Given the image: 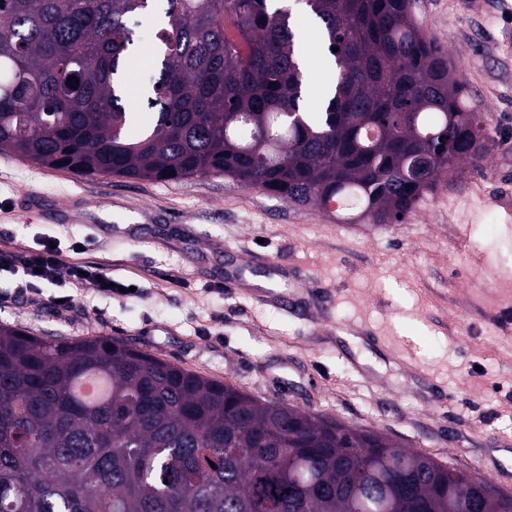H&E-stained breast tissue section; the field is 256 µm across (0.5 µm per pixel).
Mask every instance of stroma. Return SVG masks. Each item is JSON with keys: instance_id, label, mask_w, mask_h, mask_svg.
Masks as SVG:
<instances>
[{"instance_id": "35a3bbf8", "label": "stroma", "mask_w": 512, "mask_h": 512, "mask_svg": "<svg viewBox=\"0 0 512 512\" xmlns=\"http://www.w3.org/2000/svg\"><path fill=\"white\" fill-rule=\"evenodd\" d=\"M489 139L480 171L441 178L399 224L294 205L221 176L85 177L0 152V251L51 241L67 262L108 264L135 285L108 296L20 295L0 274V323L47 340L104 336L222 381L392 439L512 494V0H412ZM83 250L74 253L72 242ZM288 263L326 297L290 313L224 285L249 255ZM371 328L379 340L343 333ZM406 350L433 389L391 359ZM454 393L448 407L441 395Z\"/></svg>"}]
</instances>
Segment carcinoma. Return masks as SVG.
I'll return each instance as SVG.
<instances>
[{
	"instance_id": "cac0c4a2",
	"label": "carcinoma",
	"mask_w": 512,
	"mask_h": 512,
	"mask_svg": "<svg viewBox=\"0 0 512 512\" xmlns=\"http://www.w3.org/2000/svg\"><path fill=\"white\" fill-rule=\"evenodd\" d=\"M279 2L0 0V151L86 176H223L375 224L480 168L483 116L411 0H302L332 70L315 111ZM137 16L157 40L146 125L123 80ZM420 154L432 163L415 181ZM88 375L110 385L96 403L76 390ZM0 512H512V495L122 340L1 323Z\"/></svg>"
}]
</instances>
